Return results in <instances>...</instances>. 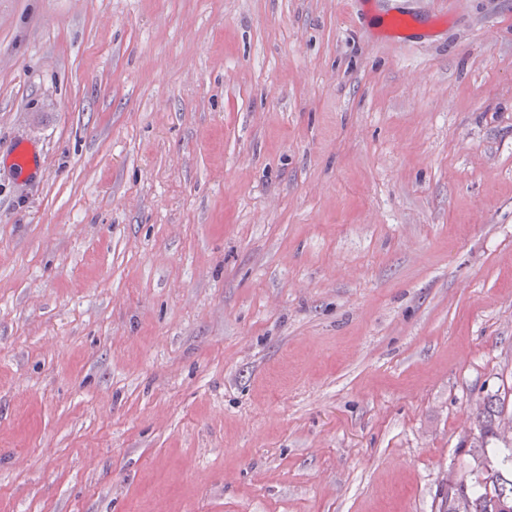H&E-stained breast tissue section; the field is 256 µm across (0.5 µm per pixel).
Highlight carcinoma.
Segmentation results:
<instances>
[{"mask_svg": "<svg viewBox=\"0 0 512 512\" xmlns=\"http://www.w3.org/2000/svg\"><path fill=\"white\" fill-rule=\"evenodd\" d=\"M504 418L500 399L488 397L479 403L476 414L479 434L473 448L484 460L487 446L498 441L497 428ZM512 467V442L504 444L503 456L497 465L486 466L483 476L467 480L461 476L446 482L435 512H512V479L506 478L498 466Z\"/></svg>", "mask_w": 512, "mask_h": 512, "instance_id": "1", "label": "carcinoma"}]
</instances>
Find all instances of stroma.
I'll use <instances>...</instances> for the list:
<instances>
[{
	"label": "stroma",
	"mask_w": 512,
	"mask_h": 512,
	"mask_svg": "<svg viewBox=\"0 0 512 512\" xmlns=\"http://www.w3.org/2000/svg\"><path fill=\"white\" fill-rule=\"evenodd\" d=\"M488 395L512 0H0V512H433Z\"/></svg>",
	"instance_id": "obj_1"
}]
</instances>
